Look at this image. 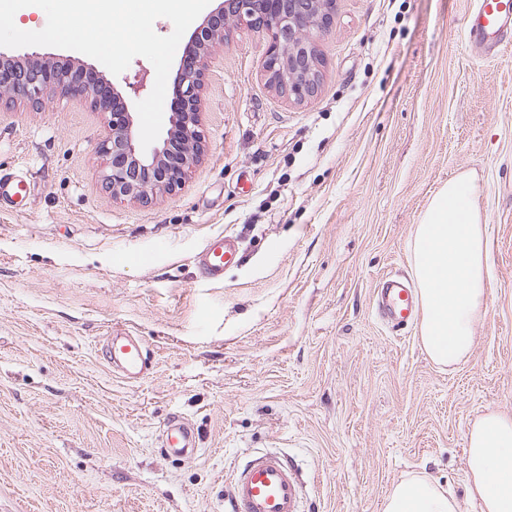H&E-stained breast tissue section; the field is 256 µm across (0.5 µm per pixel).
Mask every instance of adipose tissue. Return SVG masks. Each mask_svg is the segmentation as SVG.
<instances>
[{"label": "adipose tissue", "instance_id": "1", "mask_svg": "<svg viewBox=\"0 0 512 512\" xmlns=\"http://www.w3.org/2000/svg\"><path fill=\"white\" fill-rule=\"evenodd\" d=\"M468 182L449 181L430 202L412 241L420 340L440 365L464 361L472 325L486 309L488 251ZM471 500L479 512H512V416L490 411L467 431ZM385 512H466L431 481L413 477L389 494Z\"/></svg>", "mask_w": 512, "mask_h": 512}]
</instances>
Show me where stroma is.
<instances>
[{"label":"stroma","instance_id":"stroma-1","mask_svg":"<svg viewBox=\"0 0 512 512\" xmlns=\"http://www.w3.org/2000/svg\"><path fill=\"white\" fill-rule=\"evenodd\" d=\"M469 0H336L321 89L297 103L265 83L261 35L231 28L201 93L202 160L143 204L105 192L103 114L59 96L0 111V512H226L229 478L278 452L301 512H384L428 478L468 495L466 432L512 416V43L479 59ZM60 62L92 57L40 47ZM476 180L490 250L488 307L466 360L432 362L417 324L375 298L414 281L411 243L448 180ZM239 260L202 277L216 234ZM142 337L129 383L107 338ZM196 454L163 448L172 415Z\"/></svg>","mask_w":512,"mask_h":512}]
</instances>
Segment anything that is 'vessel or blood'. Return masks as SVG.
Returning <instances> with one entry per match:
<instances>
[{"label":"vessel or blood","instance_id":"obj_1","mask_svg":"<svg viewBox=\"0 0 512 512\" xmlns=\"http://www.w3.org/2000/svg\"><path fill=\"white\" fill-rule=\"evenodd\" d=\"M512 32V0H475L467 18L465 37L476 55H493L502 39ZM236 255L232 237L218 235L202 253L200 264L213 278L221 277L224 267ZM383 312L388 320L401 324L413 315L410 288L387 281L382 290ZM108 362L127 382L143 378L150 370L148 352L141 337L116 333L107 343ZM166 448L175 455L191 456L197 451L194 427L187 420H169ZM300 484L295 471L278 455L262 454L249 459L231 481L228 512H298Z\"/></svg>","mask_w":512,"mask_h":512}]
</instances>
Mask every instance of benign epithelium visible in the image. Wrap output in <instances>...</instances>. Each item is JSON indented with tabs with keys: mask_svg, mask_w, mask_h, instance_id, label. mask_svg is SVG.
<instances>
[{
	"mask_svg": "<svg viewBox=\"0 0 512 512\" xmlns=\"http://www.w3.org/2000/svg\"><path fill=\"white\" fill-rule=\"evenodd\" d=\"M336 0H223L193 31V63L180 64L166 136L142 148L133 113L124 97L91 66L60 64L37 52L21 57L0 53V105L39 108L59 95L85 101L108 115V133L99 143L105 160V188L114 199L152 201L173 192L204 154L199 131L201 91L212 48L224 42L227 23L263 35V72L268 85L295 102L317 93L322 57L318 41L330 24Z\"/></svg>",
	"mask_w": 512,
	"mask_h": 512,
	"instance_id": "1",
	"label": "benign epithelium"
}]
</instances>
